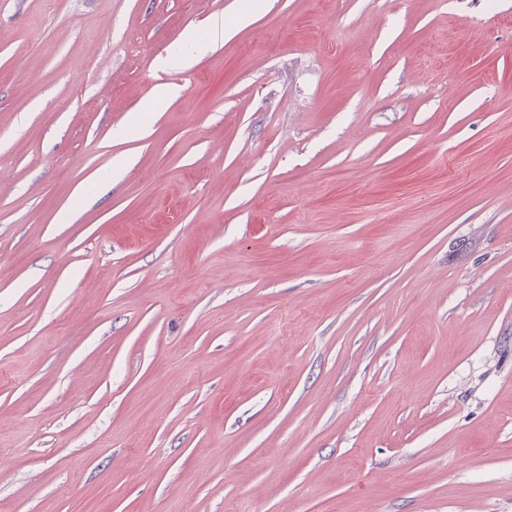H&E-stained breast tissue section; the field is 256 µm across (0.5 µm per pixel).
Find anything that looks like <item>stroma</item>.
Masks as SVG:
<instances>
[{
	"label": "stroma",
	"instance_id": "35a3bbf8",
	"mask_svg": "<svg viewBox=\"0 0 512 512\" xmlns=\"http://www.w3.org/2000/svg\"><path fill=\"white\" fill-rule=\"evenodd\" d=\"M0 512H512V0H0ZM208 39L204 41L195 28L187 29L181 41L173 46L164 56H159L160 63L164 67H170L175 60H182L188 57L199 56L206 51L210 43L224 40V18H215L207 27Z\"/></svg>",
	"mask_w": 512,
	"mask_h": 512
}]
</instances>
